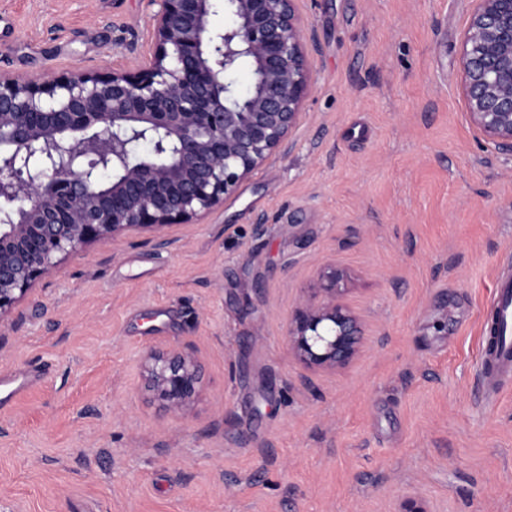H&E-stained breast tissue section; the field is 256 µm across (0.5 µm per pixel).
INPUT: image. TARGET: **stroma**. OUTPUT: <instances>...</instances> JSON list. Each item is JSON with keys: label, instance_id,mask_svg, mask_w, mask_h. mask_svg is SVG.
Here are the masks:
<instances>
[{"label": "stroma", "instance_id": "1", "mask_svg": "<svg viewBox=\"0 0 512 512\" xmlns=\"http://www.w3.org/2000/svg\"><path fill=\"white\" fill-rule=\"evenodd\" d=\"M473 0H296L311 91L287 155L201 223L66 256L0 321V512H512V377L479 351L512 273V152L460 92ZM152 0H0V72L135 66ZM364 346L342 370L289 355L326 264ZM189 349L183 416L141 389ZM140 373L144 390L175 415H184L202 391L200 364L178 347L149 352Z\"/></svg>", "mask_w": 512, "mask_h": 512}]
</instances>
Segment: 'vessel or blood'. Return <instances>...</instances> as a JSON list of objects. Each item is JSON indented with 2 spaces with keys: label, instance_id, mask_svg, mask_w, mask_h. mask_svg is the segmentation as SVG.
Masks as SVG:
<instances>
[{
  "label": "vessel or blood",
  "instance_id": "vessel-or-blood-1",
  "mask_svg": "<svg viewBox=\"0 0 512 512\" xmlns=\"http://www.w3.org/2000/svg\"><path fill=\"white\" fill-rule=\"evenodd\" d=\"M488 327L505 328V337L484 341L480 351L487 397H495L501 380L512 375V278H498L494 284Z\"/></svg>",
  "mask_w": 512,
  "mask_h": 512
}]
</instances>
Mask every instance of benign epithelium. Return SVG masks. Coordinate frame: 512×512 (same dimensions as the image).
<instances>
[{
  "label": "benign epithelium",
  "mask_w": 512,
  "mask_h": 512,
  "mask_svg": "<svg viewBox=\"0 0 512 512\" xmlns=\"http://www.w3.org/2000/svg\"><path fill=\"white\" fill-rule=\"evenodd\" d=\"M150 59L35 80L0 73V320L67 255L134 229L193 224L284 152L311 89L295 0H155ZM459 63L484 140L512 149V0H474ZM241 92L226 75L242 62ZM140 142L151 145L144 156ZM345 271L326 266L288 322V353L310 371L347 367L359 318ZM144 390L175 415L202 391L201 366L178 347L141 363Z\"/></svg>",
  "instance_id": "obj_1"
}]
</instances>
